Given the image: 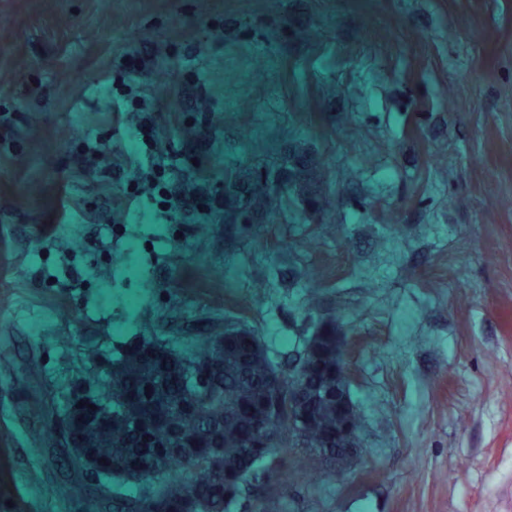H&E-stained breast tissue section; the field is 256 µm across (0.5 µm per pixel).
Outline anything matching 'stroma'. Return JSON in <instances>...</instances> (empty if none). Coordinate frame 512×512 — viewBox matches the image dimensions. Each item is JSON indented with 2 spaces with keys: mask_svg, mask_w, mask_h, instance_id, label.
Masks as SVG:
<instances>
[{
  "mask_svg": "<svg viewBox=\"0 0 512 512\" xmlns=\"http://www.w3.org/2000/svg\"><path fill=\"white\" fill-rule=\"evenodd\" d=\"M279 2L0 0V477L28 512L140 489L58 465L120 350L238 328L285 376L331 322L356 459L277 449L233 512H512V0ZM154 165L227 205L163 222L128 191ZM274 187L278 191L267 180L262 178L255 179L250 185L252 196L260 199L270 212L278 211L282 205V195L279 192L281 187L279 185H274Z\"/></svg>",
  "mask_w": 512,
  "mask_h": 512,
  "instance_id": "obj_1",
  "label": "stroma"
}]
</instances>
